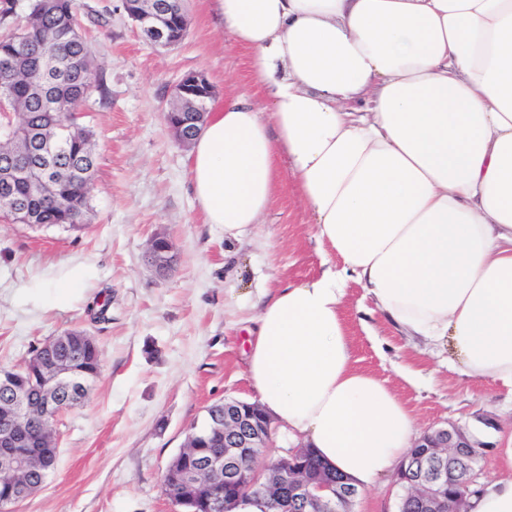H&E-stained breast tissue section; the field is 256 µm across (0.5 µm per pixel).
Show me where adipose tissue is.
I'll list each match as a JSON object with an SVG mask.
<instances>
[{
	"label": "adipose tissue",
	"instance_id": "adipose-tissue-1",
	"mask_svg": "<svg viewBox=\"0 0 512 512\" xmlns=\"http://www.w3.org/2000/svg\"><path fill=\"white\" fill-rule=\"evenodd\" d=\"M266 99L229 98L189 156L207 223L240 241L289 178L341 259L261 293L247 354L262 409L358 488L417 440L358 369L362 285L398 331L512 383V0H216Z\"/></svg>",
	"mask_w": 512,
	"mask_h": 512
}]
</instances>
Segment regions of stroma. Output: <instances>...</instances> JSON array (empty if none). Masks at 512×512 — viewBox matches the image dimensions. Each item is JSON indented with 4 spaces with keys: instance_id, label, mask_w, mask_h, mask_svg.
Returning <instances> with one entry per match:
<instances>
[{
    "instance_id": "stroma-1",
    "label": "stroma",
    "mask_w": 512,
    "mask_h": 512,
    "mask_svg": "<svg viewBox=\"0 0 512 512\" xmlns=\"http://www.w3.org/2000/svg\"><path fill=\"white\" fill-rule=\"evenodd\" d=\"M78 2L101 85L82 119L98 157L89 225L70 231L0 217V367L83 329L101 349L102 372L86 400L62 415L55 468L17 512H172L162 475L192 426L213 403L255 399L245 362L255 311L241 297L317 276L323 253L287 180L243 242H226L204 221L190 151L165 121L174 87L198 72L213 86L209 109L230 94L263 102L215 0H187L188 32L171 48L145 42L121 0ZM159 232L176 255L165 277L145 258ZM105 298L108 321L92 322L89 305ZM343 317L356 367L388 380L419 431L466 429L488 445L478 485L505 475L511 384L465 376L448 345L401 336L357 282L347 285Z\"/></svg>"
}]
</instances>
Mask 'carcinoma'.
<instances>
[{
	"instance_id": "obj_1",
	"label": "carcinoma",
	"mask_w": 512,
	"mask_h": 512,
	"mask_svg": "<svg viewBox=\"0 0 512 512\" xmlns=\"http://www.w3.org/2000/svg\"><path fill=\"white\" fill-rule=\"evenodd\" d=\"M15 0H0V62L12 60L23 77L8 81L0 77V96L11 99L22 111L18 143L29 133L49 135L57 113L75 112L98 89L96 63L92 51L79 32L77 0H31L27 24H13ZM94 132L84 126L66 138L48 163L55 169L46 184L37 178L34 185L17 186L15 194L29 201L34 222L66 226L88 221L90 185L94 182L97 156ZM98 347L77 351L74 367L90 382L101 372ZM310 475L344 479L310 452L304 459ZM193 465V458L177 457L162 476L167 490L180 486L181 472Z\"/></svg>"
}]
</instances>
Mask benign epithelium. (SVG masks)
Wrapping results in <instances>:
<instances>
[{
	"label": "benign epithelium",
	"instance_id": "benign-epithelium-1",
	"mask_svg": "<svg viewBox=\"0 0 512 512\" xmlns=\"http://www.w3.org/2000/svg\"><path fill=\"white\" fill-rule=\"evenodd\" d=\"M140 10L131 15L141 35L155 46H168L165 29L169 19L182 11V0H137ZM176 141L188 147L200 133L197 113L184 112L179 119L168 121ZM37 151L10 153L3 171V186L28 180L32 174L33 156ZM148 262L159 276L173 268V247L166 235L156 234L148 246ZM93 343L83 332L59 334L30 353L17 370L31 374L28 382L19 380L15 372H0V481L10 485V496L0 500V512H15L16 505L34 488L32 481L47 476L39 465L44 459L49 431L42 429L46 418L56 421L66 410L79 404L89 381L72 365L68 352ZM208 419L187 435L184 447L198 448L194 467L185 473V482L197 485L210 479L224 482L227 488L240 485L243 466L252 461V470L245 486L248 496L261 500L274 492L269 467L259 466V449L274 447L271 421L264 419L259 405L226 399L218 409L207 410ZM418 448L426 449L410 461H402L396 472V483L417 505L420 512H467L468 499L461 496L450 502L442 489L465 480L476 482V465L488 445L473 439L454 424L422 434ZM300 450L281 459L285 470H293L288 481L287 497L303 512H351L360 496L358 489L308 476L297 466ZM205 512H230L223 493L210 490L202 498Z\"/></svg>",
	"mask_w": 512,
	"mask_h": 512
}]
</instances>
